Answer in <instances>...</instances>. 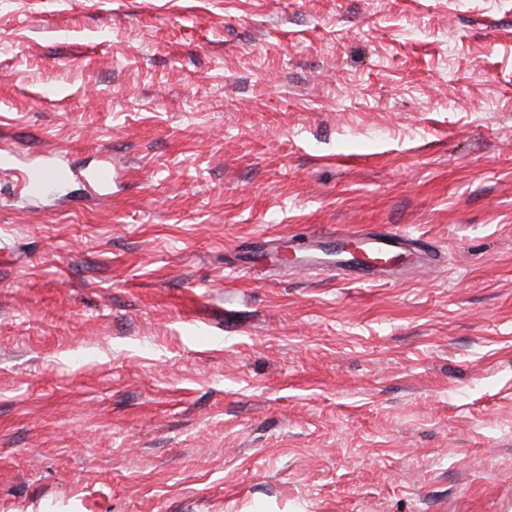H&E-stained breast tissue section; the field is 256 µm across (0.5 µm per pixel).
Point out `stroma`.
<instances>
[{
	"instance_id": "1",
	"label": "stroma",
	"mask_w": 512,
	"mask_h": 512,
	"mask_svg": "<svg viewBox=\"0 0 512 512\" xmlns=\"http://www.w3.org/2000/svg\"><path fill=\"white\" fill-rule=\"evenodd\" d=\"M0 149V512H512V0H0ZM17 178V186L25 194L45 193L54 184L69 182L82 178L94 192L100 193L109 189L112 183V166L104 162L95 169L79 176L74 168L54 154L43 156L41 162L24 168L8 169ZM418 240L421 242L420 239ZM351 242L361 254L371 257L385 256L388 251L400 248L413 252L416 258L412 265L395 269L379 264L351 263L349 257L343 255L336 263V268L339 275L350 280L418 274L436 268L440 262V252L435 246L426 242L416 244V241L408 235L395 233L389 228L351 231L336 227L317 236L314 235L306 248L301 250L296 247V250L304 258V265L313 269L309 266H320L319 256H328L327 249L330 245Z\"/></svg>"
}]
</instances>
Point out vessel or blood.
I'll return each instance as SVG.
<instances>
[{"label":"vessel or blood","mask_w":512,"mask_h":512,"mask_svg":"<svg viewBox=\"0 0 512 512\" xmlns=\"http://www.w3.org/2000/svg\"><path fill=\"white\" fill-rule=\"evenodd\" d=\"M14 174L18 187L27 194L45 193L52 185L77 178L84 179L87 186L97 193L106 191L112 183V168L109 164H100L81 177L74 168L54 154L44 155L41 162L15 169ZM346 243L355 244L361 254L370 256L372 259L371 264L364 265L350 262L348 256H341L336 268L342 277L351 280L391 275V268L376 264L375 259L394 249L400 248L414 253V263L406 268L407 273L410 274L436 268L440 262V252L435 246L426 242L416 243L411 237L395 233L391 229L351 231L336 227L314 236L308 246L302 250L301 255L305 266L318 265L320 256L326 254L329 246Z\"/></svg>","instance_id":"obj_1"}]
</instances>
